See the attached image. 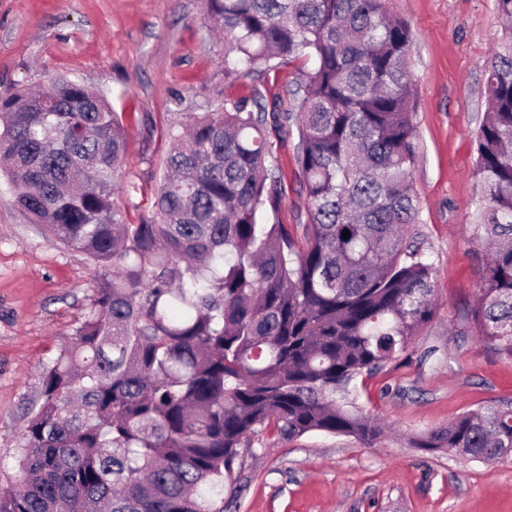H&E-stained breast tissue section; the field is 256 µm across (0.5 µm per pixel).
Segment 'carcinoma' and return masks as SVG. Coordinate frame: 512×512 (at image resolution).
I'll use <instances>...</instances> for the list:
<instances>
[{
    "instance_id": "carcinoma-1",
    "label": "carcinoma",
    "mask_w": 512,
    "mask_h": 512,
    "mask_svg": "<svg viewBox=\"0 0 512 512\" xmlns=\"http://www.w3.org/2000/svg\"><path fill=\"white\" fill-rule=\"evenodd\" d=\"M204 5L224 33L225 79L275 60L314 66L267 104L255 88L185 114L155 220L131 224L117 204L126 132L105 96L61 78L0 98V180L30 223L99 271L89 312L24 406L21 486L0 494V512H226L256 434L377 440L336 392L433 318L407 27L385 0ZM496 7L473 212L490 253L470 315L512 359V0ZM294 134L307 223L263 224L282 200L271 138ZM417 445L511 458L512 405Z\"/></svg>"
}]
</instances>
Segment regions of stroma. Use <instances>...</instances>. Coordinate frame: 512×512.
<instances>
[{
  "label": "stroma",
  "mask_w": 512,
  "mask_h": 512,
  "mask_svg": "<svg viewBox=\"0 0 512 512\" xmlns=\"http://www.w3.org/2000/svg\"><path fill=\"white\" fill-rule=\"evenodd\" d=\"M386 8L411 37L413 183L434 315L406 353L349 386L346 401L384 428L373 445L324 432L260 434L242 457L236 512H512V462L415 445L466 412L512 401V360L481 341L470 316L486 262L471 222L475 132L498 12L495 0H386ZM223 54L202 0H0V96L59 76L104 94L125 116L117 202L135 224L155 215L169 133L185 113L256 84L266 98L284 94L308 67L297 60L232 83ZM295 143L276 149L283 195L266 223L307 221ZM97 283L83 253L52 243L0 188V489L20 477L13 458L42 367L87 314Z\"/></svg>",
  "instance_id": "stroma-1"
}]
</instances>
